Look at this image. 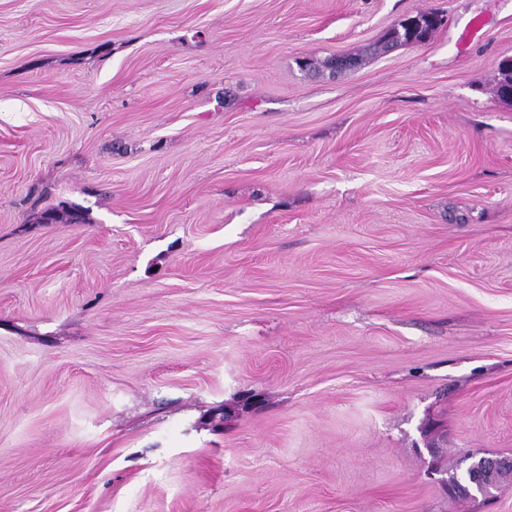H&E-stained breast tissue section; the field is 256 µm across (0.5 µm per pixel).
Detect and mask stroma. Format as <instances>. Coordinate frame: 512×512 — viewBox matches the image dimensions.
Instances as JSON below:
<instances>
[{"mask_svg": "<svg viewBox=\"0 0 512 512\" xmlns=\"http://www.w3.org/2000/svg\"><path fill=\"white\" fill-rule=\"evenodd\" d=\"M510 57L512 0H0V512H458ZM420 20L422 24H417V29L420 27L422 28L420 32L410 30L408 27L404 25V22H401L398 27L393 28L390 33L388 40L384 46L385 49H393L399 46L404 45H410L414 44L416 42H421L425 40L429 35L432 33V31L435 30L437 27L438 19L435 14L428 12V13H419L414 17H411L407 20L416 21ZM406 20V21H407ZM398 29V36L395 37V30Z\"/></svg>", "mask_w": 512, "mask_h": 512, "instance_id": "35a3bbf8", "label": "stroma"}]
</instances>
